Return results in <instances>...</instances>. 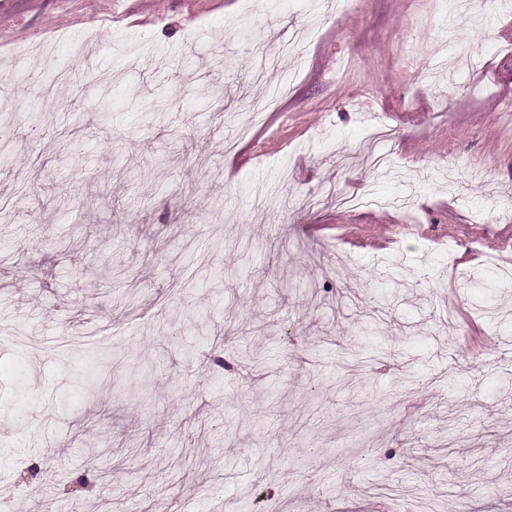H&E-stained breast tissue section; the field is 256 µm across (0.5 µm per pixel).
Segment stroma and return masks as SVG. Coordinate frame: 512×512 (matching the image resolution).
I'll list each match as a JSON object with an SVG mask.
<instances>
[{
    "label": "stroma",
    "mask_w": 512,
    "mask_h": 512,
    "mask_svg": "<svg viewBox=\"0 0 512 512\" xmlns=\"http://www.w3.org/2000/svg\"><path fill=\"white\" fill-rule=\"evenodd\" d=\"M475 2L0 0V512H512V0Z\"/></svg>",
    "instance_id": "obj_1"
}]
</instances>
